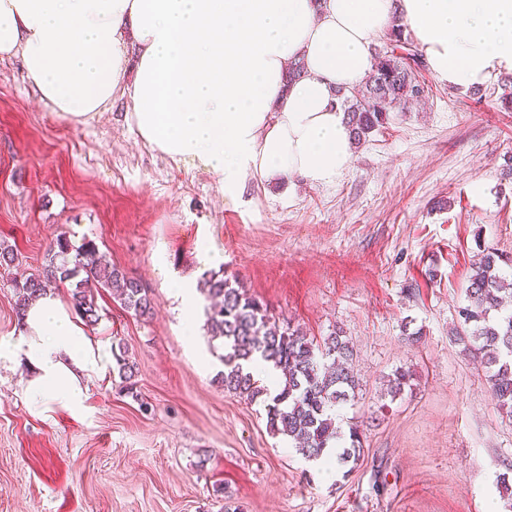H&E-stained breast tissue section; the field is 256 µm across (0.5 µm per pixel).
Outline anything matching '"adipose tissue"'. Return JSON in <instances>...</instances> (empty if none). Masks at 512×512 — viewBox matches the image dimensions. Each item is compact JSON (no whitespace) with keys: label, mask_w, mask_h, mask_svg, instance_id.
<instances>
[{"label":"adipose tissue","mask_w":512,"mask_h":512,"mask_svg":"<svg viewBox=\"0 0 512 512\" xmlns=\"http://www.w3.org/2000/svg\"><path fill=\"white\" fill-rule=\"evenodd\" d=\"M398 18L442 81L512 67V0H0V59L21 57L68 123L124 101L148 147L214 176L234 205L247 179L327 186L351 166L339 94L362 84ZM0 364L25 369L17 392L37 414L80 416L112 356L50 292L0 338Z\"/></svg>","instance_id":"1"}]
</instances>
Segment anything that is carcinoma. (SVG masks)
I'll return each instance as SVG.
<instances>
[{
  "label": "carcinoma",
  "instance_id": "carcinoma-1",
  "mask_svg": "<svg viewBox=\"0 0 512 512\" xmlns=\"http://www.w3.org/2000/svg\"><path fill=\"white\" fill-rule=\"evenodd\" d=\"M406 26L397 20L385 33L383 50L375 54L374 69L360 89L340 96L352 139L361 142L386 124L388 112L424 96V83L417 79L397 50H409L412 40ZM510 263L495 251H484L465 288L467 304L460 310L461 323L455 340L462 342L480 360L490 394L500 411L512 416V311L504 296L512 294V283L501 272L500 263ZM108 290L114 300L135 313H151L152 299L139 280L107 260L97 244L88 239L80 245L59 234L46 263L38 273L17 286V314L23 316L32 301L61 284L71 287L73 308L85 324L102 319L88 282ZM201 292L210 301L205 308L207 332L221 342L224 390L250 402L267 399V427L274 435L288 437L307 460L327 454L330 442L341 437L335 406L355 397L360 383L352 370L353 349L342 332L335 331L314 345L299 330L273 320L240 286H233L223 272L205 274ZM279 371V390L273 396L244 371L243 363L254 357ZM122 388L133 398L136 392L135 363L127 351L112 352ZM363 445L357 429L350 430L349 444L336 448L340 465L356 462Z\"/></svg>",
  "mask_w": 512,
  "mask_h": 512
}]
</instances>
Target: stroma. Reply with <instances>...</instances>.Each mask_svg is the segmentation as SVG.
I'll return each instance as SVG.
<instances>
[{
	"mask_svg": "<svg viewBox=\"0 0 512 512\" xmlns=\"http://www.w3.org/2000/svg\"><path fill=\"white\" fill-rule=\"evenodd\" d=\"M419 72L428 102L389 112L334 185L251 179L234 207L211 175L148 148L120 105L67 123L21 57L0 60V244L15 255L0 266V337L19 329L17 283L62 232L95 240L153 300L139 317L100 293L85 329L128 348L140 399L111 372L83 416L43 418L15 393L22 370L0 366V512H512V418L452 336L480 249L512 257V74L473 87ZM217 270L314 342L343 330L361 383L336 415L363 434L352 470L304 465L262 401L217 383L205 331L185 336L169 282Z\"/></svg>",
	"mask_w": 512,
	"mask_h": 512,
	"instance_id": "1",
	"label": "stroma"
}]
</instances>
